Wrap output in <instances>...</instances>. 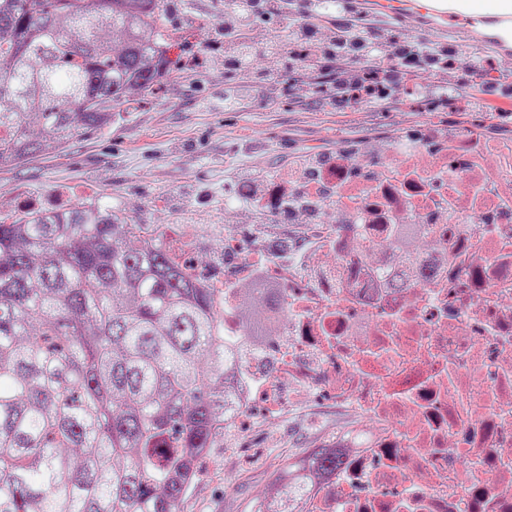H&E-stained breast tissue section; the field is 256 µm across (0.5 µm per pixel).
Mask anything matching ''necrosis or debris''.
I'll return each mask as SVG.
<instances>
[{
    "instance_id": "1",
    "label": "necrosis or debris",
    "mask_w": 512,
    "mask_h": 512,
    "mask_svg": "<svg viewBox=\"0 0 512 512\" xmlns=\"http://www.w3.org/2000/svg\"><path fill=\"white\" fill-rule=\"evenodd\" d=\"M323 245L303 272L264 266L216 287L237 352L224 429L286 412L296 393L336 407L320 435L343 460L310 474L301 512H512V138L465 125L336 156Z\"/></svg>"
}]
</instances>
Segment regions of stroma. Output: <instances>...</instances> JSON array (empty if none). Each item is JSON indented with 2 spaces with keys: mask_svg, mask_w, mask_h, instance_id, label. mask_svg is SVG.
Instances as JSON below:
<instances>
[{
  "mask_svg": "<svg viewBox=\"0 0 512 512\" xmlns=\"http://www.w3.org/2000/svg\"><path fill=\"white\" fill-rule=\"evenodd\" d=\"M352 2L359 31L396 28L419 43H462L486 58L512 56L511 48L481 36L455 11L433 16L404 0ZM169 4L163 24L173 48L160 84L140 101L116 108L111 125L101 132L0 168V221L20 217L23 199L54 197L70 207L91 202L132 224L158 230L183 225L194 257L205 262L228 231L250 246L306 232L287 215L272 217L243 202L225 201L237 172L283 169L302 155L332 157L363 140L373 156L380 143L422 125L454 129L467 121L463 112L367 104L340 110L289 71L279 84L257 89L244 75L224 69V0ZM312 11L331 25L346 17L335 0H286L281 16L255 23L256 46L287 38L289 25L306 21ZM507 82L500 75L480 88L488 104L482 116L496 137H512V125L496 122L498 114L512 113V96L500 91ZM306 407L301 400L286 419L225 434L200 468L184 512H248L251 498L272 490L277 467L313 447L316 436L302 423Z\"/></svg>",
  "mask_w": 512,
  "mask_h": 512,
  "instance_id": "stroma-1",
  "label": "stroma"
}]
</instances>
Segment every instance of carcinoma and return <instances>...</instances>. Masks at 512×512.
Here are the masks:
<instances>
[{
	"instance_id": "cac0c4a2",
	"label": "carcinoma",
	"mask_w": 512,
	"mask_h": 512,
	"mask_svg": "<svg viewBox=\"0 0 512 512\" xmlns=\"http://www.w3.org/2000/svg\"><path fill=\"white\" fill-rule=\"evenodd\" d=\"M166 7L0 0V166L152 90ZM228 357L223 302L156 230L93 203L0 224V512H182L224 438Z\"/></svg>"
}]
</instances>
